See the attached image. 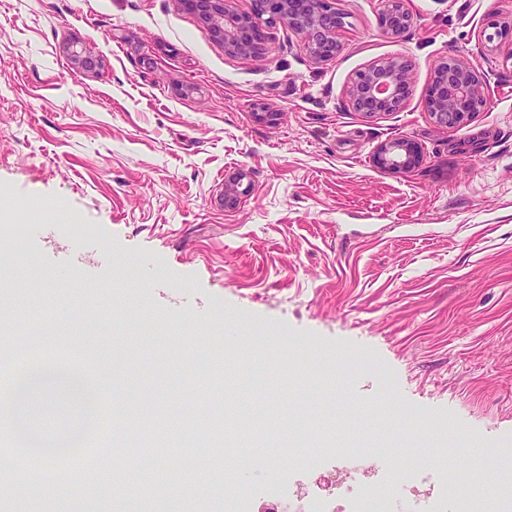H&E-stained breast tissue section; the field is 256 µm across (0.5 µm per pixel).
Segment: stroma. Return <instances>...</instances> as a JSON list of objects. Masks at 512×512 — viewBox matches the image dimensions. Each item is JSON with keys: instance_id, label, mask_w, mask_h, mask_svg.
I'll return each instance as SVG.
<instances>
[{"instance_id": "stroma-1", "label": "stroma", "mask_w": 512, "mask_h": 512, "mask_svg": "<svg viewBox=\"0 0 512 512\" xmlns=\"http://www.w3.org/2000/svg\"><path fill=\"white\" fill-rule=\"evenodd\" d=\"M332 2L340 52L318 62L279 21L264 54L228 53L179 0H0V237L23 225L5 201L50 204V223L95 225L131 261L40 303L105 359L103 384L125 385L118 445L185 419L189 444L220 443L208 427L229 417L244 452L281 421L343 438L380 411L395 419L381 447L410 435L449 482L477 465L490 488L493 459L408 427L512 449V0H404L396 37L383 0ZM451 55L482 75L487 105L442 129L426 98ZM392 57L413 70L403 108L354 112L351 80ZM397 138L418 143L416 167L376 164ZM25 250L41 264L0 265V313L28 312L26 284L54 264L38 230ZM225 318L242 337L225 339ZM285 337L376 367L336 400L290 392L267 355ZM404 0H385V8L380 18L383 32L391 36H399L411 23V16L404 8Z\"/></svg>"}]
</instances>
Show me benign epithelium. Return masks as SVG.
Masks as SVG:
<instances>
[{
    "mask_svg": "<svg viewBox=\"0 0 512 512\" xmlns=\"http://www.w3.org/2000/svg\"><path fill=\"white\" fill-rule=\"evenodd\" d=\"M180 3L210 24L214 33L224 39L225 50L232 54L265 53L264 25L273 21L286 23L301 33L307 52L316 61L331 60L340 50L336 35L339 16L330 0H252V10L247 14L229 11L226 0H180ZM410 23L404 0H385L380 18L385 34L396 37ZM411 85L407 61L390 58L355 76L348 90L351 107L369 116L397 112L405 104ZM427 100L433 122L443 128L463 124L487 104L481 77L470 64L456 56L438 66ZM420 158L419 146L409 139L383 143L375 154L377 165L394 169L412 168Z\"/></svg>",
    "mask_w": 512,
    "mask_h": 512,
    "instance_id": "obj_1",
    "label": "benign epithelium"
}]
</instances>
